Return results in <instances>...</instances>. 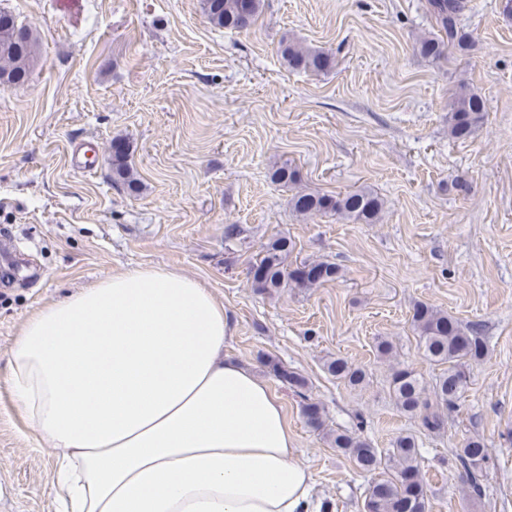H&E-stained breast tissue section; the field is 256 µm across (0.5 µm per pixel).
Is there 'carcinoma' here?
<instances>
[{
  "label": "carcinoma",
  "mask_w": 512,
  "mask_h": 512,
  "mask_svg": "<svg viewBox=\"0 0 512 512\" xmlns=\"http://www.w3.org/2000/svg\"><path fill=\"white\" fill-rule=\"evenodd\" d=\"M201 7L209 23L218 28L247 30L260 11V0H201ZM467 7V0H428V10L435 20L437 33L423 39L420 52L433 60L448 56L452 50L465 51L471 47L468 34L458 27V20ZM37 50L32 30L16 24L14 17L0 11V81L18 84L24 81ZM281 54L288 66L296 70L322 73L330 69L329 53L310 49L290 41L281 43ZM485 103L481 95L467 84L458 86L448 103V133L455 139L471 137L483 121ZM114 168L116 179L134 183L127 163L123 140L114 141ZM273 181L285 186L299 180L296 168L283 164L272 173ZM298 214L334 213L358 224L379 221L384 202L370 189H359L344 195L318 192H299L290 200ZM294 250L286 236L270 239L247 269V280L255 290L271 294L282 288L308 290L341 278L338 266L328 262H302L287 269V259ZM412 324L418 335V346L428 361L445 366L431 385L409 367H394L390 375V391L400 411L416 415L421 426L431 433L444 428L445 416L456 407L467 388L464 368L481 360L486 351L484 339L475 330L465 332L448 313L425 303L415 306ZM267 366L281 382L296 389L304 398L303 414L307 423L316 429L325 425V409L303 393L306 381L280 362L270 360ZM327 372L350 386H359L366 380V372L343 358L326 363ZM334 448L347 455L363 471L378 473L365 491L364 512H426L427 493L421 478V462L417 441L411 435H400L392 447L380 451L367 439L345 432L329 434ZM455 466L464 470L469 488L481 493L480 477L486 471L489 456L484 444L477 439L466 441L452 453Z\"/></svg>",
  "instance_id": "carcinoma-1"
}]
</instances>
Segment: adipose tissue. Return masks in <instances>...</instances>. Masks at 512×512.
<instances>
[{
	"mask_svg": "<svg viewBox=\"0 0 512 512\" xmlns=\"http://www.w3.org/2000/svg\"><path fill=\"white\" fill-rule=\"evenodd\" d=\"M231 324L165 267L104 276L25 321L5 384L61 451V512H314L280 398L224 353Z\"/></svg>",
	"mask_w": 512,
	"mask_h": 512,
	"instance_id": "ef3b65f1",
	"label": "adipose tissue"
}]
</instances>
